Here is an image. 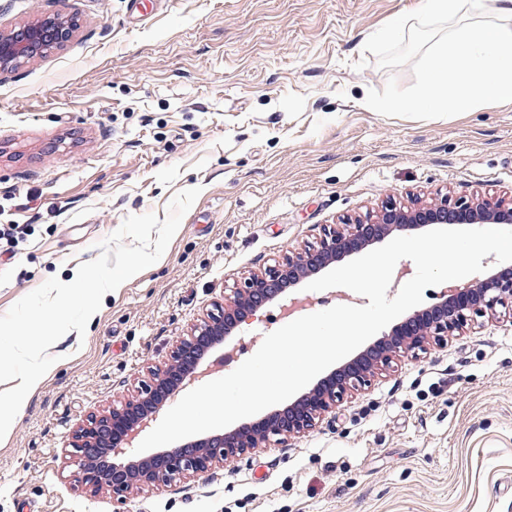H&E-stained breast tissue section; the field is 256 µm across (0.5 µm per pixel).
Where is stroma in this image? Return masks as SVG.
<instances>
[{
  "label": "stroma",
  "mask_w": 512,
  "mask_h": 512,
  "mask_svg": "<svg viewBox=\"0 0 512 512\" xmlns=\"http://www.w3.org/2000/svg\"><path fill=\"white\" fill-rule=\"evenodd\" d=\"M420 0H0V30L57 14L72 36L0 75V315L69 282L130 215L201 193L162 258L105 297L0 445V512H512V322L401 357L310 432L118 500L63 459L86 415L133 395L147 364L226 289L387 200L512 196V104L384 112L416 97L439 26ZM404 29L376 40L390 21ZM243 323L253 355L285 325Z\"/></svg>",
  "instance_id": "obj_1"
}]
</instances>
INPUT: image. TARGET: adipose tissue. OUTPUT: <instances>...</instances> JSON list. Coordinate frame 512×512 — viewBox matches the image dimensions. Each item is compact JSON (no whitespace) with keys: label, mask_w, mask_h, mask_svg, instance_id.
Instances as JSON below:
<instances>
[{"label":"adipose tissue","mask_w":512,"mask_h":512,"mask_svg":"<svg viewBox=\"0 0 512 512\" xmlns=\"http://www.w3.org/2000/svg\"><path fill=\"white\" fill-rule=\"evenodd\" d=\"M421 23L477 16V25L450 28L425 60L419 96L393 99L388 112H472L512 103V0H421Z\"/></svg>","instance_id":"1"}]
</instances>
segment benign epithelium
<instances>
[{"mask_svg":"<svg viewBox=\"0 0 512 512\" xmlns=\"http://www.w3.org/2000/svg\"><path fill=\"white\" fill-rule=\"evenodd\" d=\"M72 29L58 15L46 14L6 33L1 31L0 74L66 42ZM437 224L511 225L512 199L480 195L452 199L444 195L409 205L388 201L362 216L324 226L316 242L245 278L224 299L214 302L187 334L177 338L166 361L146 368L135 395L92 412L76 424L64 443V460L73 468L78 486L90 496L106 489L122 499L143 487L169 486L204 474L273 439L281 442L314 429L344 397L367 386L371 377L390 367L395 358L446 345L448 337L479 318H512V265L500 268L491 258L483 262L486 271L465 284L449 287L441 302L413 311L288 405L224 432L148 455L134 452L160 411L208 375L206 361L211 351L233 338L243 322L266 306L277 304L287 309L296 302L288 289L393 233L415 234Z\"/></svg>","mask_w":512,"mask_h":512,"instance_id":"1","label":"benign epithelium"}]
</instances>
